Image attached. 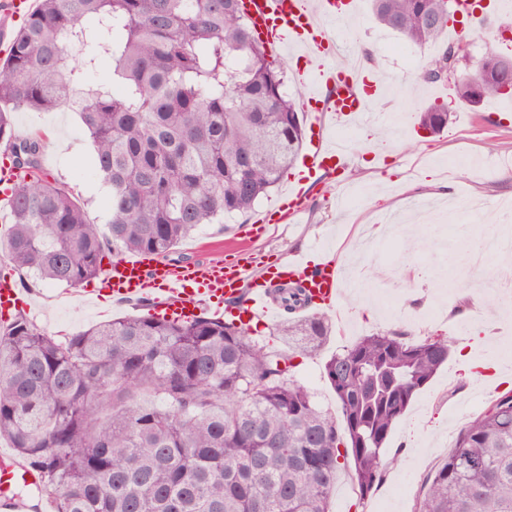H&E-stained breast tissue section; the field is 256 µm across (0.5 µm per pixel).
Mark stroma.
Wrapping results in <instances>:
<instances>
[{"label":"stroma","mask_w":512,"mask_h":512,"mask_svg":"<svg viewBox=\"0 0 512 512\" xmlns=\"http://www.w3.org/2000/svg\"><path fill=\"white\" fill-rule=\"evenodd\" d=\"M480 33L448 31L467 58L478 59L488 47L512 54V41H495L498 30L511 29L512 20L486 15ZM344 46L339 60L362 63L366 74L385 79L398 103H415L431 93L433 84L416 82L417 73L436 55V47L411 46L398 54L400 37L380 25L369 0H357L352 18L338 30ZM447 128L437 136L420 135L419 145L405 148L396 135L403 115L396 106L379 102L377 120L356 125L347 134L351 150L344 167L309 184L305 213L296 224H262L261 219L289 187L281 180L246 216L228 224H205L183 240L169 256L175 265H207L216 261L245 264L250 276L287 256L323 254L337 265L356 263L353 245L375 215L393 214L392 235L378 243L380 258L373 265L376 279L356 280L344 289L328 311L335 331L319 357L304 358L299 382L314 392L325 409L337 411L333 391L324 376V358L359 336L401 327L412 336L442 335L453 340L447 363L412 401L405 419L393 430L386 452L393 460L384 483L365 499H358L347 475H340L330 512H415L423 478L453 446L459 431L506 389H512V288L488 284L475 277L465 255L471 244L461 236V224L474 232L493 233L497 214L493 199L512 197V99H498L478 107L456 105ZM18 136L46 132L43 165L52 182L66 189L97 224L108 218L110 187L94 173L92 146L77 113L18 111L13 115ZM435 172L444 193L424 184ZM432 202L429 220H418L408 203ZM454 245L460 255L456 271L448 259L436 255V239ZM416 265L434 270L438 279L455 276L454 288H424L415 279L389 282L392 269ZM0 274L22 282L31 302L28 313L41 329L57 340L76 335L95 324L129 313L141 314L140 301L119 305L99 300V279L80 286L52 284L16 271L0 250Z\"/></svg>","instance_id":"obj_1"}]
</instances>
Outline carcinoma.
I'll list each match as a JSON object with an SVG mask.
<instances>
[{
	"mask_svg": "<svg viewBox=\"0 0 512 512\" xmlns=\"http://www.w3.org/2000/svg\"><path fill=\"white\" fill-rule=\"evenodd\" d=\"M375 19L415 46L441 44L421 71L452 63L468 106L512 98L499 52L479 58L481 91L444 43L438 0H371ZM242 0H39L0 60V145L11 155L5 250L21 271L76 287L126 253L165 257L201 224L248 213L298 157L303 128L284 70L253 36ZM103 63L111 80L90 75ZM76 108L93 165L111 188L100 226L42 165L44 137L12 113ZM448 124L432 104L418 126ZM272 295L286 347L244 323L127 315L63 342L24 312L0 323V438L52 512H329L347 468L359 498L392 463L385 444L448 361L443 336L402 329L359 337L324 375L341 417L296 379L330 317L299 284ZM416 512H512V390L474 416L424 480Z\"/></svg>",
	"mask_w": 512,
	"mask_h": 512,
	"instance_id": "1",
	"label": "carcinoma"
}]
</instances>
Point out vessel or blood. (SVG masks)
I'll return each mask as SVG.
<instances>
[{
	"label": "vessel or blood",
	"mask_w": 512,
	"mask_h": 512,
	"mask_svg": "<svg viewBox=\"0 0 512 512\" xmlns=\"http://www.w3.org/2000/svg\"><path fill=\"white\" fill-rule=\"evenodd\" d=\"M34 0H0V54H8L11 41L7 24L21 14L31 12ZM354 0H243L257 41L275 45L281 51H301L300 70L305 85L316 93L315 112L333 113L338 128L346 129L370 113L372 102L386 93L383 83L367 80L357 71L344 73L330 65L339 51L334 20L354 12ZM346 157L341 147L311 143L303 159L300 178L280 201L267 211L265 223H283L303 210L306 183L318 172L330 170ZM303 280L315 300L330 303L340 289L338 272L313 274L305 257L291 256L283 269L269 272L270 280ZM104 280L114 300L142 298L159 307L172 308L174 314L191 317L202 310L221 311L226 300L239 296L250 286L251 311H268L269 294L261 283H248L245 269H228L215 262L205 267L167 265L152 255L117 258L105 270ZM19 293L10 277L0 278V319L9 320L19 309ZM30 470L16 463L10 454L0 451V512H18L21 503L11 490L17 484H32Z\"/></svg>",
	"instance_id": "vessel-or-blood-1"
}]
</instances>
